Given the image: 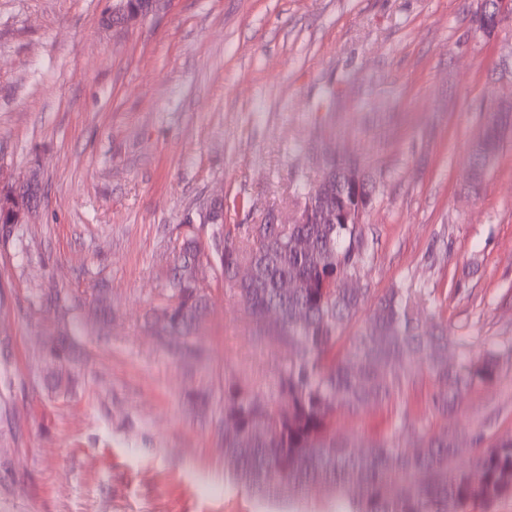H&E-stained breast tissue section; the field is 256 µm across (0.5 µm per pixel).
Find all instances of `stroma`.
Returning <instances> with one entry per match:
<instances>
[{"label": "stroma", "mask_w": 512, "mask_h": 512, "mask_svg": "<svg viewBox=\"0 0 512 512\" xmlns=\"http://www.w3.org/2000/svg\"><path fill=\"white\" fill-rule=\"evenodd\" d=\"M112 5L0 0V188L38 189L0 226V512H340L235 480L224 384L269 393L284 352L223 280L193 352L151 310L213 202L286 220L344 153L375 186L358 286L415 292L470 357L512 346V137L480 189L470 167L512 98V20L489 39L478 0H155L119 28ZM454 422L512 438V356Z\"/></svg>", "instance_id": "35a3bbf8"}]
</instances>
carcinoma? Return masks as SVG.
<instances>
[{"instance_id": "cac0c4a2", "label": "carcinoma", "mask_w": 512, "mask_h": 512, "mask_svg": "<svg viewBox=\"0 0 512 512\" xmlns=\"http://www.w3.org/2000/svg\"><path fill=\"white\" fill-rule=\"evenodd\" d=\"M502 138L496 116L473 147L474 183ZM320 178L317 196L303 187L300 212L312 210L309 219L266 224L259 236L246 227L247 248L222 222L210 225L208 241L186 240L170 293L156 308L159 335H193L206 312V284L179 271L187 263L207 267L230 284L262 335L288 349L270 394L224 386V453L237 478L259 495L290 501L314 488L332 490L344 499L342 512H469L475 503L512 497V439L483 449L473 469H458L460 433L447 426L466 392L497 379L501 352L450 364L448 331L423 328L411 293L393 290L371 301L367 289L350 286L366 259L362 225L326 224L322 216L356 207L372 185L337 182L333 159L323 161ZM240 266L251 267V277L238 279ZM286 281L300 287L285 288ZM359 318L360 332L345 335ZM424 379L433 385L430 413L442 422L440 433L409 398ZM366 406L389 409L390 427L373 438L337 436L336 416ZM405 430L417 433L410 448Z\"/></svg>"}]
</instances>
